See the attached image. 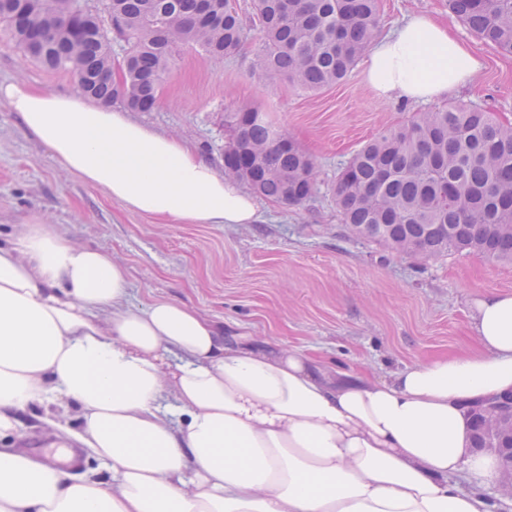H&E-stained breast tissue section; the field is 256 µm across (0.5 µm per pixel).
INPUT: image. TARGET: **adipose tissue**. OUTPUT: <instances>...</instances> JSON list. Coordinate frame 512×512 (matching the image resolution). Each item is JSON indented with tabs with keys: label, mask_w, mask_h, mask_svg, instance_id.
<instances>
[{
	"label": "adipose tissue",
	"mask_w": 512,
	"mask_h": 512,
	"mask_svg": "<svg viewBox=\"0 0 512 512\" xmlns=\"http://www.w3.org/2000/svg\"><path fill=\"white\" fill-rule=\"evenodd\" d=\"M483 60L416 15L370 46L382 98L428 102ZM60 168L126 210L169 224H252L258 205L180 138L83 95L17 80L0 100ZM124 267L33 215L0 245V512H496L495 456L471 448L470 411L512 393V295L474 300L477 352L389 381H332L303 350L226 342L196 311L130 299ZM79 413L62 447L111 478L12 448L32 405ZM466 471L463 489L451 476Z\"/></svg>",
	"instance_id": "obj_1"
}]
</instances>
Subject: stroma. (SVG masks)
<instances>
[{"label": "stroma", "instance_id": "35a3bbf8", "mask_svg": "<svg viewBox=\"0 0 512 512\" xmlns=\"http://www.w3.org/2000/svg\"><path fill=\"white\" fill-rule=\"evenodd\" d=\"M246 25L241 50L212 62L179 48L154 111L132 118L188 140L224 166V115L264 113L315 160L318 190L288 205L260 199L253 224H162L130 212L64 174L45 146L0 100V242L36 213L79 245L99 248L127 271L132 300L165 298L221 325L225 338L266 349L296 347L344 374L386 380L402 368L476 351L471 303L512 293V264L479 253L425 259L350 235L336 206V174L381 131L459 102L512 122V56L500 53L448 10V0H378L380 31L424 14L445 23L487 61L468 88L429 102L378 97L355 64L341 82L308 90L256 71L263 48L254 0H234ZM22 79L74 93L69 71L34 63L0 25V83Z\"/></svg>", "mask_w": 512, "mask_h": 512}]
</instances>
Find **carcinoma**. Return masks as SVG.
<instances>
[{
  "instance_id": "carcinoma-1",
  "label": "carcinoma",
  "mask_w": 512,
  "mask_h": 512,
  "mask_svg": "<svg viewBox=\"0 0 512 512\" xmlns=\"http://www.w3.org/2000/svg\"><path fill=\"white\" fill-rule=\"evenodd\" d=\"M264 48L255 66L308 89L342 80L378 37L377 0H254ZM468 30L512 55V0H448ZM122 26L115 57L105 28ZM0 23L33 61L70 70L82 91L137 112L157 105L164 74L184 44L214 62L246 37L232 0H0ZM224 174L257 195L298 205L317 187L314 159L281 144L256 109L224 115ZM351 234L398 253L437 258L473 251L512 262V123L459 103L387 128L336 178Z\"/></svg>"
}]
</instances>
